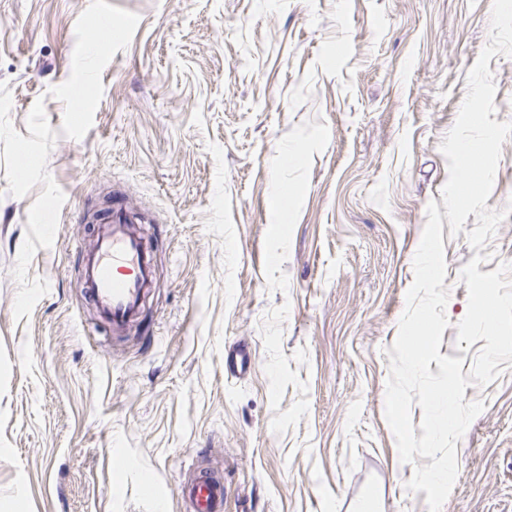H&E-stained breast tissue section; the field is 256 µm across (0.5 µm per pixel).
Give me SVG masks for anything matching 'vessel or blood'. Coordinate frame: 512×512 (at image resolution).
<instances>
[{"label": "vessel or blood", "instance_id": "obj_1", "mask_svg": "<svg viewBox=\"0 0 512 512\" xmlns=\"http://www.w3.org/2000/svg\"><path fill=\"white\" fill-rule=\"evenodd\" d=\"M82 279L100 318L113 331H126L136 322L141 303L154 286V257L125 213H112L100 227L96 248L83 258ZM252 363L245 344L224 355L227 371L234 374L246 373ZM178 492L190 512H224V484L208 471L194 473Z\"/></svg>", "mask_w": 512, "mask_h": 512}]
</instances>
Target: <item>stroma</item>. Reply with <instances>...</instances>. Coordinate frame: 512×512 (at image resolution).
<instances>
[{
    "instance_id": "stroma-1",
    "label": "stroma",
    "mask_w": 512,
    "mask_h": 512,
    "mask_svg": "<svg viewBox=\"0 0 512 512\" xmlns=\"http://www.w3.org/2000/svg\"><path fill=\"white\" fill-rule=\"evenodd\" d=\"M492 0H0V512H429L385 419L440 145ZM512 122V56L489 62ZM155 255L114 335L79 267L105 205ZM443 239L440 352L467 312ZM248 344L235 377L224 350ZM465 400L441 512H512V366ZM179 494L191 512H223L224 483L206 470H199L180 485Z\"/></svg>"
}]
</instances>
